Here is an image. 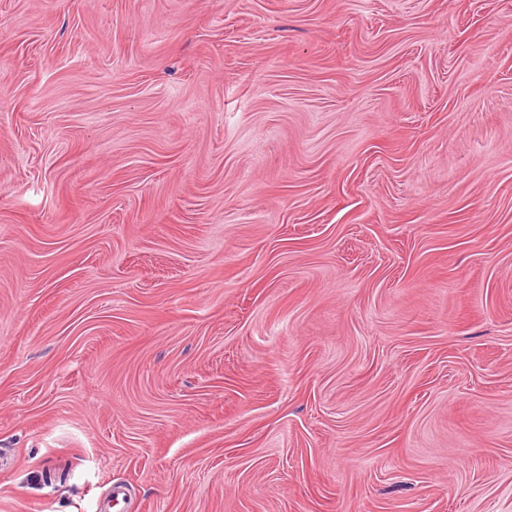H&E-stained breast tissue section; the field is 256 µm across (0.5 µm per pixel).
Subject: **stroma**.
Masks as SVG:
<instances>
[{
	"label": "stroma",
	"mask_w": 512,
	"mask_h": 512,
	"mask_svg": "<svg viewBox=\"0 0 512 512\" xmlns=\"http://www.w3.org/2000/svg\"><path fill=\"white\" fill-rule=\"evenodd\" d=\"M0 512H512V0H0Z\"/></svg>",
	"instance_id": "1"
}]
</instances>
